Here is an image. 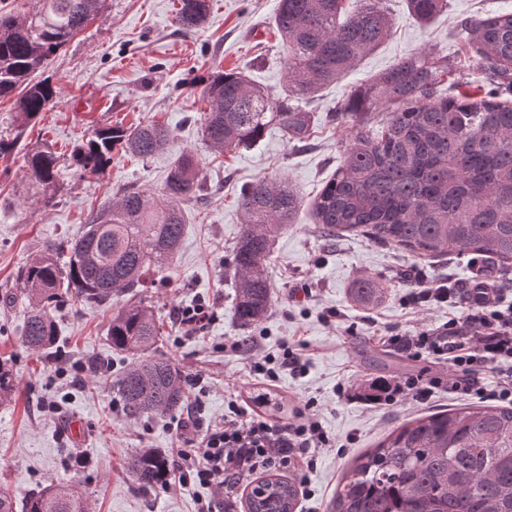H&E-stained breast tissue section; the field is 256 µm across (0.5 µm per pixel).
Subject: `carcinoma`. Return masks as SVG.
<instances>
[{"label": "carcinoma", "instance_id": "cac0c4a2", "mask_svg": "<svg viewBox=\"0 0 512 512\" xmlns=\"http://www.w3.org/2000/svg\"><path fill=\"white\" fill-rule=\"evenodd\" d=\"M280 0L274 24L288 51L284 97L275 101L242 71H219L205 81L201 114L211 149L253 146L275 124L289 141L310 136L314 114L292 104L340 80L361 57L390 36L385 0ZM106 0H36L27 14L0 13V100L17 97L26 121L57 98L49 80H34L51 55L105 7ZM447 0H407L409 12L429 23ZM208 15L207 0H180L179 25L193 31ZM485 85L483 96L440 92L448 66L421 53L401 58L357 86L340 113L353 122L336 172L311 204L326 236L345 233L393 246L419 261L482 257L512 265V12L460 19ZM170 130L153 122L103 124L71 154L78 171L104 173L112 152L145 157L165 146ZM29 178L43 194L57 188L58 156L47 144L24 154ZM195 155L171 164L165 192L153 197L125 190L102 205L78 238L48 244L19 272L26 301L22 342L46 355L56 349L54 313L64 298L112 304L107 336L112 349L146 354L160 327L142 289L170 268L185 224L182 203L200 191ZM303 207L297 191L268 178L248 184L239 198L243 230L234 248V318L243 331L272 305L266 267L275 238ZM387 288L376 277L357 279L352 296L380 302ZM131 416L171 414L183 407L185 377L163 358L141 359L117 382ZM14 373L0 359V401L12 398ZM172 460L144 448L128 471L135 484L165 482ZM296 484L278 475L256 480L247 512H295ZM333 512H512V407L461 405L402 423L356 459L340 482ZM0 512H90L71 484H49L19 505L0 490Z\"/></svg>", "mask_w": 512, "mask_h": 512}]
</instances>
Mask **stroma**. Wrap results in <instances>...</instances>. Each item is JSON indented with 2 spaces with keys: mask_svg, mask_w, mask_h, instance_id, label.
<instances>
[{
  "mask_svg": "<svg viewBox=\"0 0 512 512\" xmlns=\"http://www.w3.org/2000/svg\"><path fill=\"white\" fill-rule=\"evenodd\" d=\"M203 27L189 32L177 23L180 0H107L106 9L56 55L43 74L56 85L54 104L36 120L23 123L13 100H0V140L16 148L0 157V292L19 293L18 274L44 246L78 237L89 216L124 188L162 194L170 164L193 153L200 163L204 190L183 203L186 224L173 264L157 276L148 300L163 324L153 357L175 363L184 375L199 374L202 387L187 391L201 424L220 421L230 397L259 385L253 364L278 354L290 341L307 362L305 373L281 371L270 389L279 399L281 418L292 404L316 399V411L337 445L321 452L308 472L310 494H299L295 512H331L336 488L357 457L375 448L393 428L414 417L453 407L447 396L421 407L398 410L360 401L377 379L435 374L439 365L414 360L386 341L388 335L433 329L460 315L459 304L405 306L407 275L419 270L460 288L470 285L471 258H446L420 264L391 246L353 234L326 240L309 210L276 238L268 276L274 291L266 318L255 326L258 346L244 345L233 321L232 251L242 230L238 199L242 188L262 177L289 182L312 202L336 170L348 123L336 113L350 90L388 69L401 57L422 51L448 60L454 90L478 93L481 74L466 55L459 17L512 10V0H448L431 24L418 23L406 0H386L394 19L391 37L362 57L338 82L307 102L316 126L302 143L288 142L270 126L254 146L230 153L211 150L202 137L200 116L207 108L203 77L215 70H241L273 96L283 92L288 55L273 17L278 0H210ZM155 122L169 127L165 148L145 158L114 151L101 174L81 173L71 152L98 124ZM60 157L59 182L52 199L33 186L23 155L42 142ZM370 275L382 280L385 301L376 309L356 307L348 291ZM209 304L216 318L207 329L186 332L180 310ZM25 305L0 304V358L14 363L15 392L0 403V489L23 500L43 486L76 484L93 512H195L197 499L224 500L213 490L189 486L169 493L163 487L138 489L127 461L143 448L170 451L185 412L126 416L113 388L116 377L134 362L114 352L107 336L112 308L65 302L55 313L59 344L55 356L29 351L21 341ZM240 349H231L233 341ZM102 372L90 379L87 367ZM356 392L337 398V385ZM80 421L83 438L66 435Z\"/></svg>",
  "mask_w": 512,
  "mask_h": 512,
  "instance_id": "obj_1",
  "label": "stroma"
}]
</instances>
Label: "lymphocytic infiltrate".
Instances as JSON below:
<instances>
[{
  "mask_svg": "<svg viewBox=\"0 0 512 512\" xmlns=\"http://www.w3.org/2000/svg\"><path fill=\"white\" fill-rule=\"evenodd\" d=\"M463 302L462 315L435 329L389 336L390 345L406 355L447 364L446 376L416 375L384 383L370 403L397 407L427 402L436 391L455 396L479 395L486 377L495 380V395L512 401V305L502 306L487 289L457 288L443 280L416 277L407 304ZM313 401L296 404L287 422L279 423L230 402L222 423L200 435L180 434L173 453L179 485L195 480L205 488H230L259 470L308 466L315 452L329 447L327 431L313 413Z\"/></svg>",
  "mask_w": 512,
  "mask_h": 512,
  "instance_id": "f902f5d3",
  "label": "lymphocytic infiltrate"
}]
</instances>
